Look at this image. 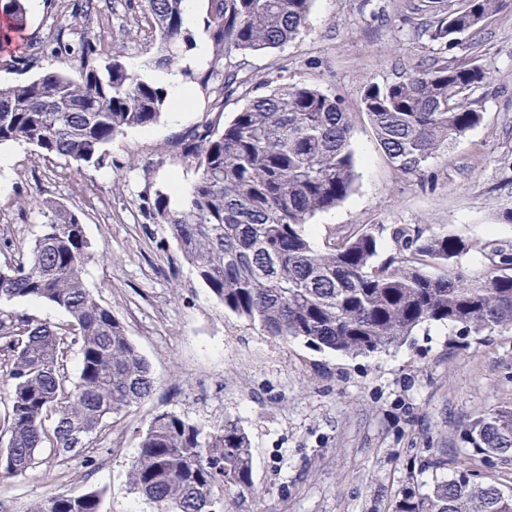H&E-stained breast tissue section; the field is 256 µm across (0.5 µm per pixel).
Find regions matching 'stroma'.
<instances>
[{
  "label": "stroma",
  "instance_id": "35a3bbf8",
  "mask_svg": "<svg viewBox=\"0 0 512 512\" xmlns=\"http://www.w3.org/2000/svg\"><path fill=\"white\" fill-rule=\"evenodd\" d=\"M77 2L28 0L24 48L34 63L17 68L15 48L0 50L1 85L46 68L77 73L83 40L145 72L157 35L141 0H98L88 23L72 30ZM427 2L314 0L293 42L232 57L250 83L228 97L217 83L192 80L211 69L212 52L181 53L188 110L127 130L113 141L108 166L80 170L28 144L0 146V156L11 159L0 166V239L13 242L0 253V266L13 264L40 234L44 200L78 211L87 239L102 252L87 266L86 286L123 322L155 380L151 397L88 449L93 466L73 462L59 477L39 468L0 482V512H28L49 494L89 487L105 491L101 512H155L130 488L127 473L140 433L162 409L207 426L229 418L247 433L254 490L217 495L215 512H393L408 489L428 490L467 469L512 483V461L476 455L462 443L474 420L512 407V332L465 335L432 322L400 346L359 357L283 343L225 310L182 258L168 226L149 223L141 209L144 196L177 186L186 192L195 181L194 167L172 146L180 134L205 123L223 127L251 97V82H308L350 112L357 171L351 195L310 219L314 245L344 224H379L386 229L381 263L396 253L388 227L411 224L465 238L470 249L450 268L480 272L488 245L512 246V223L501 217L512 209V0L489 16L468 51L441 48L423 35ZM60 33L70 51L55 52ZM438 58L490 69L492 82L473 93L483 120L421 172L403 175L362 114L363 89Z\"/></svg>",
  "mask_w": 512,
  "mask_h": 512
}]
</instances>
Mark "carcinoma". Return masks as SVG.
<instances>
[{
    "instance_id": "1",
    "label": "carcinoma",
    "mask_w": 512,
    "mask_h": 512,
    "mask_svg": "<svg viewBox=\"0 0 512 512\" xmlns=\"http://www.w3.org/2000/svg\"><path fill=\"white\" fill-rule=\"evenodd\" d=\"M95 0H84L70 27L86 23ZM313 0H209L216 25L214 63L197 77L234 93L238 72L226 60L240 51L285 46L304 28ZM431 41L469 47L504 0H435ZM158 30L152 65L168 68L192 45L184 0H144ZM0 45L25 36L22 0H0ZM82 70L45 69L34 79L0 85V145L26 143L45 157L100 168L109 146L127 130L157 122L167 90L131 70L120 56L79 45ZM492 79L475 63L436 60L396 80L369 82L362 108L389 163L421 170L452 141L478 126L471 98ZM352 121L335 98L308 83H286L252 97L218 130L208 124L180 137L183 160L197 178L180 208L162 191L143 198L155 224H167L182 257L224 308L266 335L303 339L317 349L367 355L400 344L426 323L463 332H512V250L494 246L476 275L432 273L469 250L459 235L424 234L397 224V253L375 262L383 227L342 225L323 247L305 227L316 213L343 202L357 179ZM48 221L29 256L0 268V301L30 300L63 310L68 322L0 316V366L10 391L0 410V478L45 466L67 468L106 427L121 423L152 394L154 378L112 309L85 287L96 253L77 211L45 200ZM78 346V380L65 372ZM485 457L512 460V408L480 417L464 436ZM130 485L156 512H211L215 489L253 490L250 440L226 420L209 427L162 410L141 434L128 470ZM104 490L44 497L29 512H100ZM394 512H512V487L464 472L428 494L407 492Z\"/></svg>"
}]
</instances>
